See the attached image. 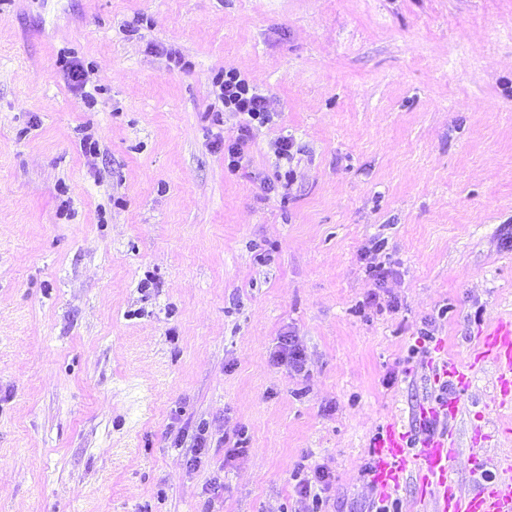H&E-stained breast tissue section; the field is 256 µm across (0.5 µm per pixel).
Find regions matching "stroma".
Returning <instances> with one entry per match:
<instances>
[{"label": "stroma", "mask_w": 512, "mask_h": 512, "mask_svg": "<svg viewBox=\"0 0 512 512\" xmlns=\"http://www.w3.org/2000/svg\"><path fill=\"white\" fill-rule=\"evenodd\" d=\"M227 69L274 114L234 175ZM501 319L512 0H0V512H377ZM472 366L455 475L512 484ZM448 377L454 379L456 385V391L450 395L444 401L438 403V407H431L428 410L424 409L418 414L420 421L425 418H430L436 422L440 419L453 418L459 410L462 392L466 391L471 386L470 373H466L463 370L458 369L453 363L448 362ZM409 447V433L395 424H388L377 437L370 476L379 498L389 496L398 487L407 470Z\"/></svg>", "instance_id": "stroma-1"}]
</instances>
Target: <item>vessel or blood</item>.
<instances>
[{
  "mask_svg": "<svg viewBox=\"0 0 512 512\" xmlns=\"http://www.w3.org/2000/svg\"><path fill=\"white\" fill-rule=\"evenodd\" d=\"M475 362L491 363L498 369L497 397L512 401V320L490 326L478 341ZM448 375L456 391L438 406L420 411V418L449 419L459 410L462 392L471 385L469 373L449 366ZM410 439L404 429L390 424L382 429L374 446L371 483L378 495L389 496L399 485L409 463H416L423 498L432 500L436 512H512V490L493 481H484L472 491H464L453 476L456 448L444 435L431 434L420 442L417 458L409 456Z\"/></svg>",
  "mask_w": 512,
  "mask_h": 512,
  "instance_id": "1",
  "label": "vessel or blood"
}]
</instances>
